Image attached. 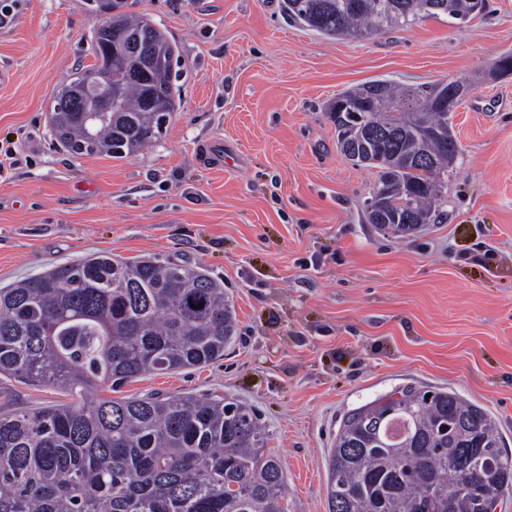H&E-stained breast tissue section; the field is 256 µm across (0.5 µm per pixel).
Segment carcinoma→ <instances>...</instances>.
<instances>
[{
    "mask_svg": "<svg viewBox=\"0 0 512 512\" xmlns=\"http://www.w3.org/2000/svg\"><path fill=\"white\" fill-rule=\"evenodd\" d=\"M112 0V29L94 26V63L75 68L83 97L57 101L54 140L74 156L122 160L158 142L175 111V43ZM289 18L327 36L366 39L426 19L465 24L479 0H284ZM116 105L86 122L96 91ZM437 84L375 80L327 105L337 146L378 169L372 224L410 233L442 198L455 139ZM156 106H145L148 97ZM203 304L198 309L191 304ZM236 314L200 267L106 252L0 288V376L50 384L67 400L0 413V512H288L279 459L264 453L256 410L208 394L89 397L147 372L224 356ZM495 481L482 479L487 461ZM329 512H481L512 487V457L492 416L453 391L406 390L343 420L328 461Z\"/></svg>",
    "mask_w": 512,
    "mask_h": 512,
    "instance_id": "cac0c4a2",
    "label": "carcinoma"
}]
</instances>
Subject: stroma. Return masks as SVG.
<instances>
[{
    "label": "stroma",
    "instance_id": "35a3bbf8",
    "mask_svg": "<svg viewBox=\"0 0 512 512\" xmlns=\"http://www.w3.org/2000/svg\"><path fill=\"white\" fill-rule=\"evenodd\" d=\"M86 0H19L0 27V287L106 251L206 269L237 335L215 362L143 374L120 394L216 392L254 406L288 512H328L343 418L406 387L485 408L512 454V0L458 25L367 40L294 23L282 0H127L176 43L183 72L162 139L135 157H75L52 100L93 63ZM468 80L439 219L396 235L367 220L376 170L336 147L337 93L385 79ZM59 393L0 376V408Z\"/></svg>",
    "mask_w": 512,
    "mask_h": 512
}]
</instances>
